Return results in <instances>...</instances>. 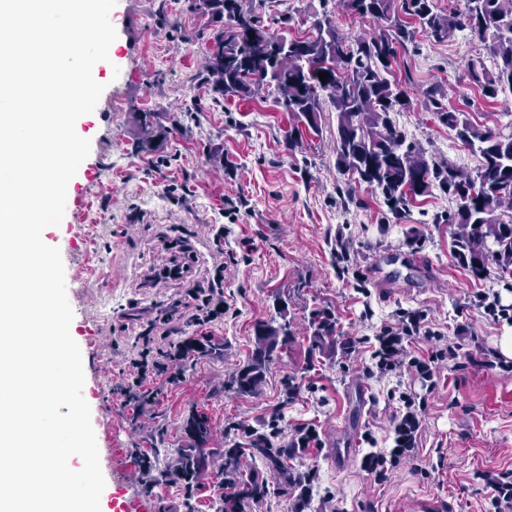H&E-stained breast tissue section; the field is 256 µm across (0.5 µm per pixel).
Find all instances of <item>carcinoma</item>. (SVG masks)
Instances as JSON below:
<instances>
[{
  "instance_id": "obj_1",
  "label": "carcinoma",
  "mask_w": 512,
  "mask_h": 512,
  "mask_svg": "<svg viewBox=\"0 0 512 512\" xmlns=\"http://www.w3.org/2000/svg\"><path fill=\"white\" fill-rule=\"evenodd\" d=\"M337 2L354 18L370 20L375 30L352 37L333 20L328 4ZM311 13L312 35L290 38L275 34L243 10L241 0H193L203 16L227 21L208 46L204 72L214 90L224 96L249 99L264 91L312 132L319 131L324 103L336 112L334 152L338 172L348 181L379 191L389 211L399 216L411 200L433 190L451 196L456 209L445 222L453 226L459 264L484 277L489 262L497 274L512 276V124L482 129L463 113L448 109L441 86L423 90L422 105L439 122L456 132L463 147L479 156L475 173L436 160L408 144L391 119L412 100L392 76L399 51L415 42V28L441 43L468 30L485 44L495 60L488 69L482 60L468 63L467 78L487 99L512 92V0H466L465 10L444 13L434 0H319ZM329 77L320 80L319 73ZM313 337L321 341L333 331L331 314L312 318ZM288 338V324L265 326L255 337L247 365L232 377L240 392L255 390L279 344ZM187 446L177 449L173 472L190 484L211 467L216 454L224 458L223 472L235 491L221 496L216 512H248L268 492V479L288 480L289 448L276 436L255 433L247 443L224 440L211 448L212 426L204 415L190 414L183 424ZM260 461L263 471H244L246 459Z\"/></svg>"
}]
</instances>
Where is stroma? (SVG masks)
Instances as JSON below:
<instances>
[{"label": "stroma", "instance_id": "obj_1", "mask_svg": "<svg viewBox=\"0 0 512 512\" xmlns=\"http://www.w3.org/2000/svg\"><path fill=\"white\" fill-rule=\"evenodd\" d=\"M308 5L242 0L272 32L291 37L309 34ZM110 20L117 38L96 75L105 89L95 112L76 123L91 143L73 178L85 194L82 219L64 215L45 233L70 288V333L106 481L101 512L137 494L158 512H211L224 492L220 467L190 486L159 474L171 463L168 451L184 447L183 421L193 412L208 416L218 448L227 431L240 441L274 422L287 444L299 427H315L317 443L289 461L296 473L315 475L307 512H421L436 501L449 512H486L481 473L512 469V357L500 348L512 320L489 318L478 297L495 292L512 306V286L457 263L452 230L439 221L454 200L436 190L394 220L371 188L346 189L333 152V109L319 134L302 133L293 147V121L273 97L215 92L202 62L217 24L194 12L191 0H117ZM416 42L417 52L400 54L393 66L396 77L412 75L413 105L391 118L429 154L475 170L478 156L422 108L421 91L441 85L449 108L486 127L512 121V94L488 100L469 83L471 60L494 64L469 31L444 43L420 34ZM145 136L151 148L138 149ZM186 246L195 252L189 277L151 281L155 269L183 260ZM409 255L421 256L427 272L404 265ZM219 264L228 310L207 328L204 349L184 357L182 381L148 382L139 401L127 402L122 389L150 321ZM387 281L389 300L380 295ZM322 308L335 329L318 343L309 318ZM404 315L424 318L455 357L440 367L433 391L405 377L406 388L426 399L416 453L377 484L360 463L339 471L328 461L333 434L353 409L352 381L368 386L362 429L379 447L390 446L398 411L395 380L369 376L367 349L350 355L344 343L376 336ZM282 316L287 344L257 390L237 393L229 381L247 363L258 326Z\"/></svg>", "mask_w": 512, "mask_h": 512}]
</instances>
